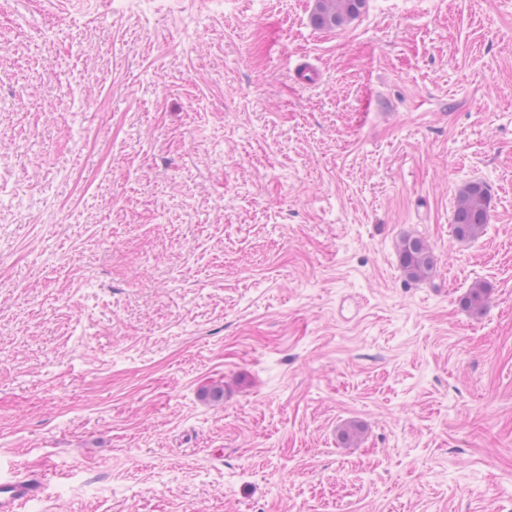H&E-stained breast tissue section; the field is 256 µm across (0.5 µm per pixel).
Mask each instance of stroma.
<instances>
[{"label": "stroma", "mask_w": 512, "mask_h": 512, "mask_svg": "<svg viewBox=\"0 0 512 512\" xmlns=\"http://www.w3.org/2000/svg\"><path fill=\"white\" fill-rule=\"evenodd\" d=\"M314 6L0 0V477L49 470L32 512H512V0ZM365 5V0H317L313 22L320 28L339 27L355 18ZM489 213V198L485 186L475 182L463 185L456 195L455 236L460 240L479 236L485 224H488ZM400 261L410 278L422 279L432 275L435 257L427 243L415 236H405L400 244Z\"/></svg>", "instance_id": "1"}]
</instances>
